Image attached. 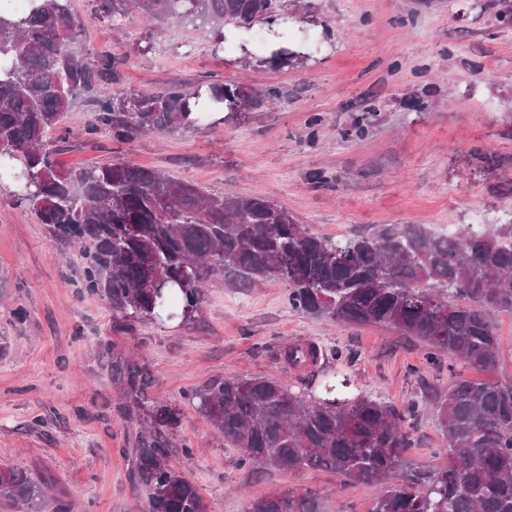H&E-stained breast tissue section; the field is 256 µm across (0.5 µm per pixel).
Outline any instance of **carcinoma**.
Here are the masks:
<instances>
[{
    "mask_svg": "<svg viewBox=\"0 0 512 512\" xmlns=\"http://www.w3.org/2000/svg\"><path fill=\"white\" fill-rule=\"evenodd\" d=\"M93 18L121 26L137 14L209 27L212 52L233 42L249 66L294 67L331 40L299 20L279 29L285 0H94ZM267 25V55L250 51V31ZM86 19L71 0H31L24 14L0 10V168L12 171L14 198L30 205L45 231L75 248L82 287L112 310L114 329L133 321L196 322L206 284L218 274L245 288L268 279L288 286V305L338 325H376L422 339L429 357L448 352L492 374L501 357L492 313L512 312V219L483 231L447 236L428 224H378L335 240L296 223L264 196L217 195L124 161L66 170L47 139L74 100L115 77L111 57L72 50ZM281 99L278 88L209 83L192 92L120 90L97 101L86 133L121 140L239 121ZM372 106L346 136L365 135ZM289 363L308 368L310 390L267 377L226 375L184 394L238 465L288 473L328 471L343 481L381 487L372 512H512V384L458 377L448 390L426 387L396 408L366 391L343 396L349 379L317 381L343 351L291 345ZM139 361L112 351V379L122 387L118 412L135 429L128 479L147 512H205L198 487L170 463L171 435L182 414L149 401ZM430 406L447 443V463L407 462L411 429ZM47 484L0 464V508L34 512ZM253 512H317L310 493L282 491L251 503Z\"/></svg>",
    "mask_w": 512,
    "mask_h": 512,
    "instance_id": "carcinoma-1",
    "label": "carcinoma"
}]
</instances>
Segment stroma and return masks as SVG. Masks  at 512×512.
<instances>
[{
  "label": "stroma",
  "instance_id": "35a3bbf8",
  "mask_svg": "<svg viewBox=\"0 0 512 512\" xmlns=\"http://www.w3.org/2000/svg\"><path fill=\"white\" fill-rule=\"evenodd\" d=\"M297 2L331 27L332 40L309 67L274 70L240 67L230 47L213 56L204 28L161 21L149 29L136 17L117 28L91 18V0H72L87 19L74 51L109 54L116 78L74 102L57 162L89 168L120 158L219 195L265 196L330 237L375 224L444 230L512 220V29H500L493 11L472 10L471 0ZM204 80L275 85L283 97L232 128L129 141L85 132L97 100L116 90H190ZM414 99L425 110H413ZM370 103L378 116L366 135L345 136ZM315 116L321 123L313 128ZM314 170L328 184L311 183ZM9 189L0 177V462L51 478L69 512H138L141 500L128 481L129 428L114 412L119 390L101 347L134 353L147 397L180 405L170 462L199 487L207 512H244L284 489L313 491L317 512H370L379 490L341 484L328 472L239 467L240 449L225 447L184 403V391L230 374L306 390L305 370L289 365L284 350L310 342L349 352L337 371L396 407L423 384L445 387L453 373H470L445 353L428 362L426 343L395 330L298 312L278 280L240 288L216 278L197 322L145 321L115 333L106 302L82 288L81 265L64 258ZM19 309L25 321L15 318ZM412 438L405 454L416 465L445 463L432 414Z\"/></svg>",
  "mask_w": 512,
  "mask_h": 512
}]
</instances>
